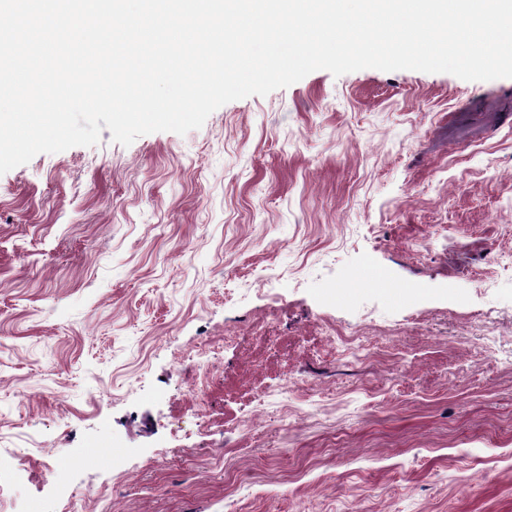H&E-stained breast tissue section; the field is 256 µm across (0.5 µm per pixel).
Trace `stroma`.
Wrapping results in <instances>:
<instances>
[{
    "label": "stroma",
    "mask_w": 512,
    "mask_h": 512,
    "mask_svg": "<svg viewBox=\"0 0 512 512\" xmlns=\"http://www.w3.org/2000/svg\"><path fill=\"white\" fill-rule=\"evenodd\" d=\"M0 459L8 512H512V78L317 70L0 175Z\"/></svg>",
    "instance_id": "stroma-1"
}]
</instances>
